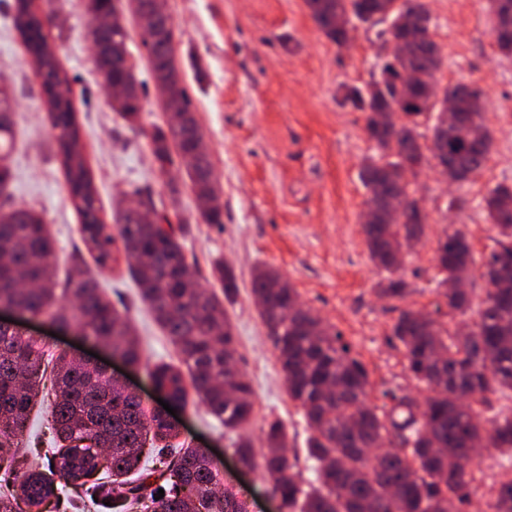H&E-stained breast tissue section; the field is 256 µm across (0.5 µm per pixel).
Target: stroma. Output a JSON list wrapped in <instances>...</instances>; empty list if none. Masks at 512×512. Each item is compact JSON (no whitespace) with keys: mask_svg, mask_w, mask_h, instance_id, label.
<instances>
[{"mask_svg":"<svg viewBox=\"0 0 512 512\" xmlns=\"http://www.w3.org/2000/svg\"><path fill=\"white\" fill-rule=\"evenodd\" d=\"M431 34L442 66L440 84L465 83L485 93L484 117L493 133L482 169L461 183H448L426 163L409 183L426 214L425 231L402 269L412 292L401 302L381 298L383 272L369 257L361 216L368 190L360 178L364 157L376 147L365 114L344 96L377 75L388 50L378 30L356 24L347 48L328 39L305 0H167L174 28L176 62L192 101L205 147L218 180L223 224L197 219V202L185 173L176 176L178 212L189 219L182 251L197 285L218 289L210 264L221 258L237 276L238 295L228 313L237 338L239 368L250 378L255 412L248 431L262 450L260 428L273 417L288 428V446L300 453L310 430L300 407L288 397L278 350L253 303L256 268L277 269L300 295L305 308L335 325L366 366L368 401L378 412L391 408L387 388L415 392L401 346L390 330L401 308L432 310L440 278L434 252L446 227L460 229L474 256L493 245L483 198L499 183L512 184V55L494 44L488 0H426ZM14 0H0V83L14 93L15 145L9 163L10 203L42 212L56 243L59 274L82 238L69 199L51 128L42 105L40 80L27 61L13 22ZM116 6L129 32L128 47L143 81L137 126H129L107 98L87 37L84 0H42L52 19L50 41L62 69L83 86L77 120L98 190L102 215L116 223L134 189L169 197L167 178L155 167L149 143L167 114L155 86L149 57L140 45L139 24L124 0ZM462 209L448 208L449 196ZM116 308L127 309L148 362L176 361L177 352L141 301L125 265L99 269L87 263ZM179 442L209 450L223 466L224 483L234 485L249 512H272L270 482L260 472L241 473L235 434L201 404L179 410ZM499 455L485 449L473 469L477 493L468 512H486L499 480Z\"/></svg>","mask_w":512,"mask_h":512,"instance_id":"1","label":"stroma"}]
</instances>
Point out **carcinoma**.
Segmentation results:
<instances>
[{
  "instance_id": "obj_1",
  "label": "carcinoma",
  "mask_w": 512,
  "mask_h": 512,
  "mask_svg": "<svg viewBox=\"0 0 512 512\" xmlns=\"http://www.w3.org/2000/svg\"><path fill=\"white\" fill-rule=\"evenodd\" d=\"M321 31L333 42L347 37L344 22L353 16L374 24L376 14L388 9L401 26L420 24L427 30L431 17L425 0H409L401 12L395 0H306ZM15 24L25 51L41 66L44 106L56 131L66 183L81 221V232L95 262L102 268L123 255L140 296L179 353L176 364L159 363L147 370L150 380L181 407L189 397L202 403L224 428L245 431L252 422L254 403L248 377L235 363L236 339L226 305L237 297L234 270L220 260L210 276L220 283L223 296L187 284L188 263L179 238L184 224L169 228L144 223L123 210L118 223L105 222L97 206L91 172L80 145L72 80L60 69L36 0H14ZM91 41L106 39L112 50L125 46L128 31L120 24L102 32L89 24ZM170 81L172 103L185 109L183 120L157 126L149 135L158 170H184L199 198L214 206L199 214L206 224L224 223L218 181L209 157L199 151L201 133L175 62L173 34L153 48ZM441 66L438 45L430 37L408 43L389 67L392 77L401 72L417 76L421 89L405 111L430 116L456 95L462 122L448 130V153L472 171L481 169L491 152L492 134L483 117L484 92L463 86L440 85L435 75ZM109 81L129 85L132 93L112 103V109L135 126L141 111L140 85L134 71L112 65ZM347 96L366 113V127L377 131L376 148L387 161L365 160L361 178L369 191L385 194L396 185L404 168L422 166L424 156L404 150L417 137L418 123L410 120L390 126L384 98H363L356 88ZM14 98L0 86V198L8 195L12 171L6 163L11 149ZM412 210L410 224L362 225L369 256L388 273L378 283V294L402 301L408 284L394 263L403 242L420 239L426 216L417 212L419 200L404 188ZM484 209L496 236L482 258L486 281L502 272L509 285L497 295L484 290L473 302L469 290L453 293L451 281L468 284L474 263L465 235L444 231L438 240L436 261L443 302L431 312L406 308L391 328V341L403 348L406 368L427 396L415 404L410 394L386 392L394 401L382 415L368 404L369 374L351 355L336 327L302 307L295 288L276 270L262 267L252 280V295L261 302L257 312L265 324L276 323L275 340L288 397L303 410L311 435L306 458L315 478L307 480L297 456L286 452L288 432L278 419L264 423L265 443L255 455L251 441L240 438L235 453L241 464L271 478L281 501V512H448L472 504L471 452L488 438L501 458L500 467L512 469V407L483 415L488 395L512 394V185L499 183L484 197ZM56 250L45 219L33 208L0 205V308H12L43 317L63 330H77L87 341L118 355L131 366L143 363L139 340L128 317L118 311L87 274L59 281ZM478 321L466 336L450 325L463 322L472 305ZM51 393L40 395L45 380ZM45 406L48 472L30 468L19 453L30 435L31 414ZM178 431L163 413L144 410L140 399L104 371L66 353L55 354L34 336L0 331V512H31L58 497L57 482L82 489L100 505L133 504L139 512H246L227 491L214 493L218 469L200 448L174 442ZM153 465H147L150 455ZM164 497L158 498V491ZM493 512H512V477L495 490Z\"/></svg>"
}]
</instances>
